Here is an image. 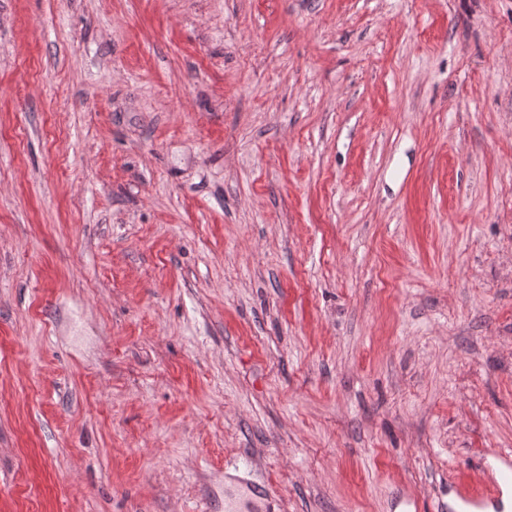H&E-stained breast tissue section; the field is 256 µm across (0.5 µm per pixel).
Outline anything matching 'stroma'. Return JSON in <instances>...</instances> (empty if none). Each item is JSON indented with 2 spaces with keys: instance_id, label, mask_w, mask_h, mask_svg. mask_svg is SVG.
<instances>
[{
  "instance_id": "obj_1",
  "label": "stroma",
  "mask_w": 512,
  "mask_h": 512,
  "mask_svg": "<svg viewBox=\"0 0 512 512\" xmlns=\"http://www.w3.org/2000/svg\"><path fill=\"white\" fill-rule=\"evenodd\" d=\"M512 453V0H0V512H448Z\"/></svg>"
}]
</instances>
